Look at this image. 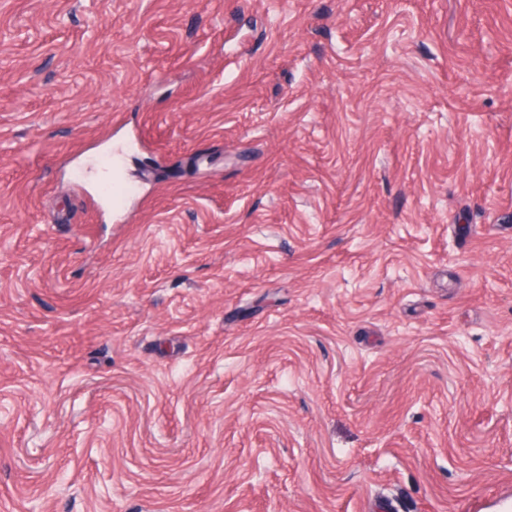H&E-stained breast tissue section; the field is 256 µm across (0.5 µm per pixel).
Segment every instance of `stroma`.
Segmentation results:
<instances>
[{"mask_svg": "<svg viewBox=\"0 0 512 512\" xmlns=\"http://www.w3.org/2000/svg\"><path fill=\"white\" fill-rule=\"evenodd\" d=\"M512 512V0H0V512Z\"/></svg>", "mask_w": 512, "mask_h": 512, "instance_id": "stroma-1", "label": "stroma"}]
</instances>
